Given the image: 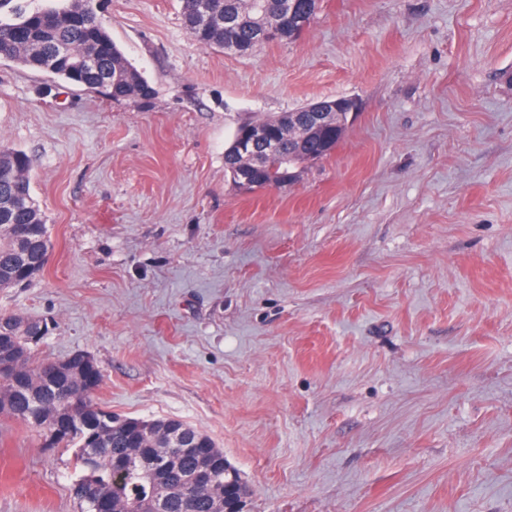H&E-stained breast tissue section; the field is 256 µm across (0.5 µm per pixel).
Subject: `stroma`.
Returning a JSON list of instances; mask_svg holds the SVG:
<instances>
[{"instance_id":"35a3bbf8","label":"stroma","mask_w":512,"mask_h":512,"mask_svg":"<svg viewBox=\"0 0 512 512\" xmlns=\"http://www.w3.org/2000/svg\"><path fill=\"white\" fill-rule=\"evenodd\" d=\"M100 5L154 97L0 58V147L52 241L0 313L89 354L112 413L210 437L246 512H512V0H323L250 55L179 0ZM339 97L330 157L233 186L240 124ZM41 440L0 416V512H78L73 449Z\"/></svg>"}]
</instances>
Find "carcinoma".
I'll return each instance as SVG.
<instances>
[{
  "label": "carcinoma",
  "instance_id": "1",
  "mask_svg": "<svg viewBox=\"0 0 512 512\" xmlns=\"http://www.w3.org/2000/svg\"><path fill=\"white\" fill-rule=\"evenodd\" d=\"M198 0H180L184 27L201 46L232 50L240 43L258 49L276 37L260 39L266 27L281 31L283 42L299 38L306 27L288 30L279 12V0H209L214 20L209 27L195 21ZM0 51L35 69L49 71L61 80L114 101L148 103L154 89L112 41L92 0H50L42 8L29 0H0ZM288 115L263 117L269 137L277 140L281 154L292 156L302 173L309 158L330 156L340 143L341 126L308 127L304 109ZM29 157L13 149H0V288H15L33 281L47 262L51 239L44 216L31 195ZM40 318L0 314V364L14 357L10 367H0V416L39 427L52 445L75 449V466L82 475L74 484L81 512H155L165 498L164 512H224L236 499L248 495L239 486L235 496L224 497V466L217 467L212 482L187 489L181 475L215 464L224 452L212 440L179 420L154 419L142 429L138 418H122L94 404L93 391L100 370L80 363L55 366L38 360L35 348L47 335ZM195 444L187 454L169 448L170 427Z\"/></svg>",
  "mask_w": 512,
  "mask_h": 512
}]
</instances>
